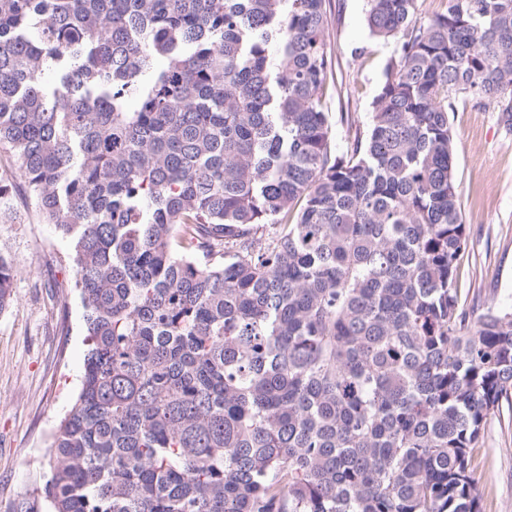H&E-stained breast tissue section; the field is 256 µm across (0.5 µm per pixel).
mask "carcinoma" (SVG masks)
Wrapping results in <instances>:
<instances>
[{"mask_svg":"<svg viewBox=\"0 0 512 512\" xmlns=\"http://www.w3.org/2000/svg\"><path fill=\"white\" fill-rule=\"evenodd\" d=\"M325 20L0 0V152L69 241L88 342L48 512H480L512 309L459 303L449 114L512 129V0H368L397 52L339 155ZM17 191L0 178V220ZM15 275L0 251V313Z\"/></svg>","mask_w":512,"mask_h":512,"instance_id":"1","label":"carcinoma"}]
</instances>
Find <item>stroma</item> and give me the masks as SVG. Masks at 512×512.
Wrapping results in <instances>:
<instances>
[{
    "label": "stroma",
    "instance_id": "obj_1",
    "mask_svg": "<svg viewBox=\"0 0 512 512\" xmlns=\"http://www.w3.org/2000/svg\"><path fill=\"white\" fill-rule=\"evenodd\" d=\"M367 0H326L325 40L334 81L325 104L332 152L369 123L371 102L396 46L372 38ZM455 171L467 247L458 261L460 305L477 314L512 306V130L490 108L458 106ZM0 251L16 268L13 301L0 313V512H41L48 449L79 390L86 345L72 288L69 243L25 198L0 224ZM481 512H512V402L485 425L473 451Z\"/></svg>",
    "mask_w": 512,
    "mask_h": 512
}]
</instances>
